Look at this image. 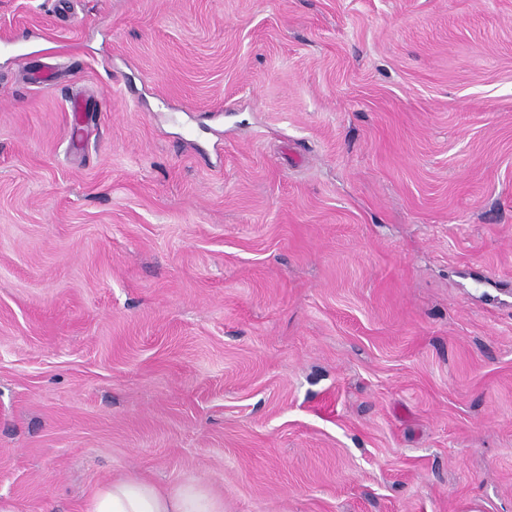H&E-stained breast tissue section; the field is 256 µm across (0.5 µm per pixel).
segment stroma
<instances>
[{
  "label": "stroma",
  "instance_id": "stroma-1",
  "mask_svg": "<svg viewBox=\"0 0 512 512\" xmlns=\"http://www.w3.org/2000/svg\"><path fill=\"white\" fill-rule=\"evenodd\" d=\"M512 512V0H0V512ZM224 503L194 483L163 490L154 483L120 476L101 485L86 512H223Z\"/></svg>",
  "mask_w": 512,
  "mask_h": 512
}]
</instances>
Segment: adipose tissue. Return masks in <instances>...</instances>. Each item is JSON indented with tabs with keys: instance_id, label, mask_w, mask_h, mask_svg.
Here are the masks:
<instances>
[{
	"instance_id": "obj_1",
	"label": "adipose tissue",
	"mask_w": 512,
	"mask_h": 512,
	"mask_svg": "<svg viewBox=\"0 0 512 512\" xmlns=\"http://www.w3.org/2000/svg\"><path fill=\"white\" fill-rule=\"evenodd\" d=\"M86 512H224V505L193 483L163 490L147 480L120 476L97 489Z\"/></svg>"
}]
</instances>
